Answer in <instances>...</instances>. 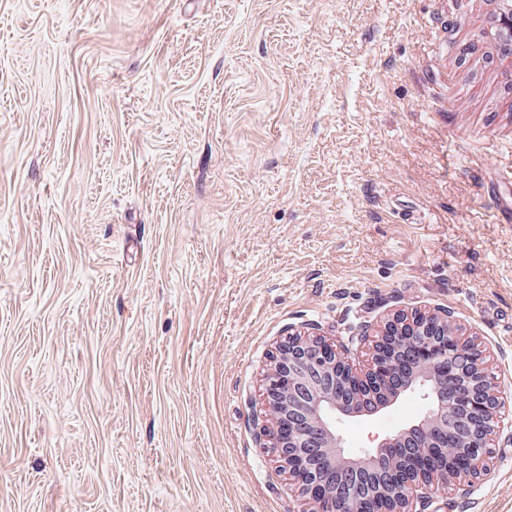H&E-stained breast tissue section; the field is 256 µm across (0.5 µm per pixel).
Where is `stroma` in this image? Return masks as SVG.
Listing matches in <instances>:
<instances>
[{
  "label": "stroma",
  "mask_w": 512,
  "mask_h": 512,
  "mask_svg": "<svg viewBox=\"0 0 512 512\" xmlns=\"http://www.w3.org/2000/svg\"><path fill=\"white\" fill-rule=\"evenodd\" d=\"M500 0H0V512H306L260 444L275 346L357 367L452 312L512 512ZM342 426L353 457L421 408Z\"/></svg>",
  "instance_id": "stroma-1"
}]
</instances>
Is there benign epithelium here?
Segmentation results:
<instances>
[{
  "mask_svg": "<svg viewBox=\"0 0 512 512\" xmlns=\"http://www.w3.org/2000/svg\"><path fill=\"white\" fill-rule=\"evenodd\" d=\"M500 33L512 47V0H503ZM448 316L396 312L372 342L365 370L324 336L291 334L272 353L263 379V436L284 472L300 483L310 512H412L418 498L485 469L487 418L497 416L495 382L472 337L448 332ZM406 394L423 401L419 416L364 452L367 464L345 469L340 425L376 415ZM455 455L448 458V445ZM403 448L393 464L380 457Z\"/></svg>",
  "mask_w": 512,
  "mask_h": 512,
  "instance_id": "benign-epithelium-1",
  "label": "benign epithelium"
}]
</instances>
